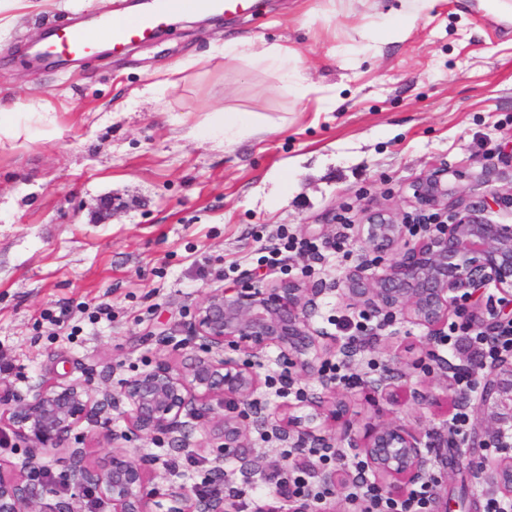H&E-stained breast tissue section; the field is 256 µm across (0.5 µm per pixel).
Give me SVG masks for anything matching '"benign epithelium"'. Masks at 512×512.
Here are the masks:
<instances>
[{
  "instance_id": "1",
  "label": "benign epithelium",
  "mask_w": 512,
  "mask_h": 512,
  "mask_svg": "<svg viewBox=\"0 0 512 512\" xmlns=\"http://www.w3.org/2000/svg\"><path fill=\"white\" fill-rule=\"evenodd\" d=\"M414 194L420 206L438 210L448 222L428 228L418 242L403 247L406 226L382 210L372 211L360 234L375 259H363L324 288L284 278L263 286L246 283L213 291L189 322L187 343L195 349L189 363L176 367L160 359L122 380L116 394L105 383L92 389L79 382H37L24 394L0 396V442L12 436L33 448L53 449L85 422L102 429L112 440L106 465L89 467L83 449H69L77 493L68 512H84L86 498L111 512H231L220 490L196 494L183 484L151 483L149 460L125 447L134 436H163L171 451L179 453L198 424L208 440L220 441L224 453L236 456L244 477L265 465L264 455L251 450V434L271 428L294 448L290 465L313 472L323 488L354 486L351 474L320 467L306 452L331 448L336 439L362 458L364 469L391 495L410 485L438 481L422 448L421 433L406 424L381 423L361 439L354 437L350 426L337 436L319 434L324 420H336L346 411L330 379H321L323 394L299 396L301 415L267 414L257 397L267 348L278 351L277 360L292 384L319 373L318 362L329 345L311 317L316 299L328 290H338L358 303L380 326L400 317L426 328L431 340L441 335L452 314L470 327L478 324L487 330L512 319L505 308L486 319L480 305L460 304L461 296L477 300L489 288L503 295L505 302L512 298V227L492 224L460 201L448 205L446 168L420 181ZM230 351L243 357L230 356ZM479 375L480 410L489 412L490 423L474 429L471 446L487 447L483 439L487 435L509 448L512 356L501 357ZM114 412L123 417L127 429L110 427ZM48 472V465L33 455L13 474H0V512H58L42 502L31 486L34 478ZM497 485L512 495V458L499 463ZM278 500L277 496L259 507L260 512H315L312 498L293 496L285 507L276 505Z\"/></svg>"
}]
</instances>
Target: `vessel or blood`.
<instances>
[{
  "label": "vessel or blood",
  "instance_id": "vessel-or-blood-1",
  "mask_svg": "<svg viewBox=\"0 0 512 512\" xmlns=\"http://www.w3.org/2000/svg\"><path fill=\"white\" fill-rule=\"evenodd\" d=\"M257 8V0H147L130 17H119L109 11L102 13L97 26L111 43L113 52L121 53L170 31L187 12L245 17L254 14ZM97 46L96 38L80 25L55 24L49 30L42 53L57 64L75 63L92 57Z\"/></svg>",
  "mask_w": 512,
  "mask_h": 512
}]
</instances>
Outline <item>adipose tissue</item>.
Returning <instances> with one entry per match:
<instances>
[{
  "label": "adipose tissue",
  "mask_w": 512,
  "mask_h": 512,
  "mask_svg": "<svg viewBox=\"0 0 512 512\" xmlns=\"http://www.w3.org/2000/svg\"><path fill=\"white\" fill-rule=\"evenodd\" d=\"M217 52L225 57L275 70L280 75V89L283 92L303 97L312 90L300 71L296 54L282 44L243 37L218 47ZM207 127L213 134L223 137L225 142L234 143L264 132L266 125L250 112H216Z\"/></svg>",
  "instance_id": "adipose-tissue-1"
}]
</instances>
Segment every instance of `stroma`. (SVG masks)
Listing matches in <instances>:
<instances>
[{"label":"stroma","mask_w":512,"mask_h":512,"mask_svg":"<svg viewBox=\"0 0 512 512\" xmlns=\"http://www.w3.org/2000/svg\"><path fill=\"white\" fill-rule=\"evenodd\" d=\"M400 0H263L257 16L233 21L178 20L174 31L115 56L63 68L31 63L27 45L54 22L127 0H28L0 31V98L40 104L51 135L0 141V391L26 392L40 380L90 387L156 360L183 365L196 306L210 291L280 277L333 281L364 253L366 209L392 212L422 234L414 184L438 167L467 172L456 192L485 204L486 218L512 225V23L460 0H436L400 34L387 28ZM234 37L262 38L296 51L312 93H279L274 71L216 54ZM193 65L179 73V60ZM176 88H166V81ZM252 112L260 135L228 145L188 127L220 111ZM497 193L487 199V190ZM313 240L319 255L282 252L259 265L279 231ZM111 314H97L99 304ZM359 311L339 292L317 301L315 327L349 338L336 320ZM337 383L357 435L400 419L421 431L432 453L433 506L483 512L499 497L495 464L511 448L460 457L465 438L451 420L459 405L477 426V392L441 371L413 367L429 347L427 331L396 320ZM426 391L404 402L370 387L383 367ZM136 455L158 459L151 478L195 487L210 469L211 442L173 454L166 440L135 438ZM263 472L243 479L234 458L224 482L264 484L285 472L288 444L259 442Z\"/></svg>","instance_id":"35a3bbf8"}]
</instances>
